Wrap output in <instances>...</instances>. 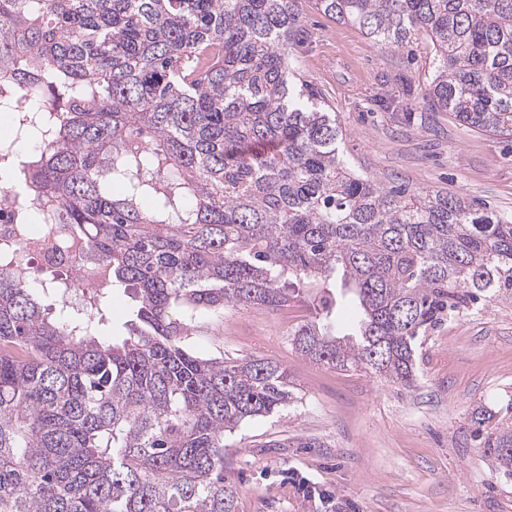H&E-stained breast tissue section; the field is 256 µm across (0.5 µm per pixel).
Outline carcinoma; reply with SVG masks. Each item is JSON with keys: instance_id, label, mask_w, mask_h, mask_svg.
Masks as SVG:
<instances>
[{"instance_id": "1", "label": "carcinoma", "mask_w": 512, "mask_h": 512, "mask_svg": "<svg viewBox=\"0 0 512 512\" xmlns=\"http://www.w3.org/2000/svg\"><path fill=\"white\" fill-rule=\"evenodd\" d=\"M299 4L0 0V106L22 118L32 189L59 206L35 223L72 225L109 288L138 298L114 344L108 292L52 319L45 282L0 270V512H235L224 433L298 395L275 361L187 346L228 307L305 295L298 353L412 387L429 328L512 297V218L340 156L336 113L293 66ZM313 4L377 44L425 36L436 109L512 136V0ZM338 276L356 308L342 336L319 323ZM484 453L512 475V425Z\"/></svg>"}]
</instances>
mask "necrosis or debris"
Masks as SVG:
<instances>
[{
    "label": "necrosis or debris",
    "instance_id": "1",
    "mask_svg": "<svg viewBox=\"0 0 512 512\" xmlns=\"http://www.w3.org/2000/svg\"><path fill=\"white\" fill-rule=\"evenodd\" d=\"M41 204L16 189L0 192V262L15 276L30 280L34 271L63 274L75 298L106 283L105 267L68 224H32L28 214Z\"/></svg>",
    "mask_w": 512,
    "mask_h": 512
}]
</instances>
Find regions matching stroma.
I'll use <instances>...</instances> for the list:
<instances>
[{
	"mask_svg": "<svg viewBox=\"0 0 512 512\" xmlns=\"http://www.w3.org/2000/svg\"><path fill=\"white\" fill-rule=\"evenodd\" d=\"M303 13L294 62L335 112L352 169L512 216V139L431 110L424 40L384 47L308 2ZM136 305L133 289H113L106 336H126ZM309 316L303 302L229 307L214 335L190 340L207 358L277 361L299 388L297 403L225 434L236 512H512V476L483 449L512 424V299L486 298L430 330L411 388L296 353L288 335ZM478 409L488 417L476 430Z\"/></svg>",
	"mask_w": 512,
	"mask_h": 512,
	"instance_id": "1",
	"label": "stroma"
}]
</instances>
